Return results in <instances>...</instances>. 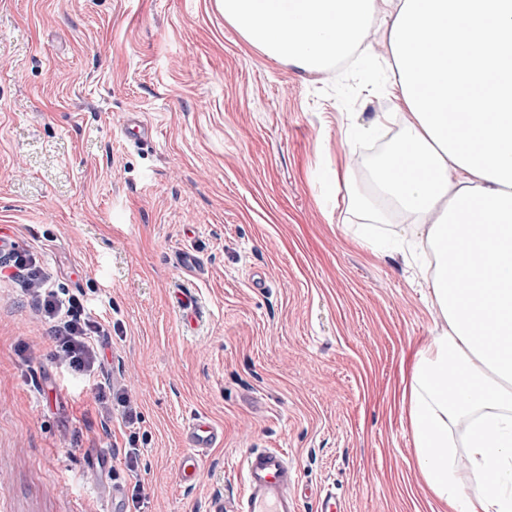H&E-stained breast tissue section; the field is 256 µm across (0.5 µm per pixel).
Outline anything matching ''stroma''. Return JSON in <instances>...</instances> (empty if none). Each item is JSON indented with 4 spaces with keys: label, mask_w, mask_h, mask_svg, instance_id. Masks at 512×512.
Here are the masks:
<instances>
[{
    "label": "stroma",
    "mask_w": 512,
    "mask_h": 512,
    "mask_svg": "<svg viewBox=\"0 0 512 512\" xmlns=\"http://www.w3.org/2000/svg\"><path fill=\"white\" fill-rule=\"evenodd\" d=\"M394 109L360 69L269 58L218 0H0V233L110 325L105 365L64 371L0 281V512H102L116 491L134 512L136 479L145 512H210L243 493L254 448L287 452L298 512L323 486L341 512H441L401 398L443 320L409 253L355 240L370 155L345 131ZM132 111L148 147L123 136ZM329 165L350 183H323ZM112 391L145 435L133 473ZM196 413L223 440L183 485Z\"/></svg>",
    "instance_id": "stroma-1"
}]
</instances>
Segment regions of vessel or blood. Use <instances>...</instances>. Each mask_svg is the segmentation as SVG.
<instances>
[{"mask_svg":"<svg viewBox=\"0 0 512 512\" xmlns=\"http://www.w3.org/2000/svg\"><path fill=\"white\" fill-rule=\"evenodd\" d=\"M221 437V430L208 416L196 414L189 418L182 440L190 452L179 463V483L198 480L204 466V450L214 447ZM242 467L246 476L244 494L231 509L225 507L223 500H215L211 512H297L295 471L284 453L253 449L243 457Z\"/></svg>","mask_w":512,"mask_h":512,"instance_id":"1","label":"vessel or blood"}]
</instances>
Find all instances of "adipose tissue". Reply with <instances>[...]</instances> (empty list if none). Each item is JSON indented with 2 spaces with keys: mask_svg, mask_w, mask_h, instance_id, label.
Segmentation results:
<instances>
[{
  "mask_svg": "<svg viewBox=\"0 0 512 512\" xmlns=\"http://www.w3.org/2000/svg\"><path fill=\"white\" fill-rule=\"evenodd\" d=\"M266 55L315 71L358 57L403 120L370 169L358 233L373 253L432 248L445 326L409 367L420 472L448 512H512V0H223ZM388 44L359 56L365 27ZM396 111V112H397ZM394 225L381 237L379 225ZM467 421L469 478L451 428ZM495 480H486L487 472Z\"/></svg>",
  "mask_w": 512,
  "mask_h": 512,
  "instance_id": "1",
  "label": "adipose tissue"
}]
</instances>
